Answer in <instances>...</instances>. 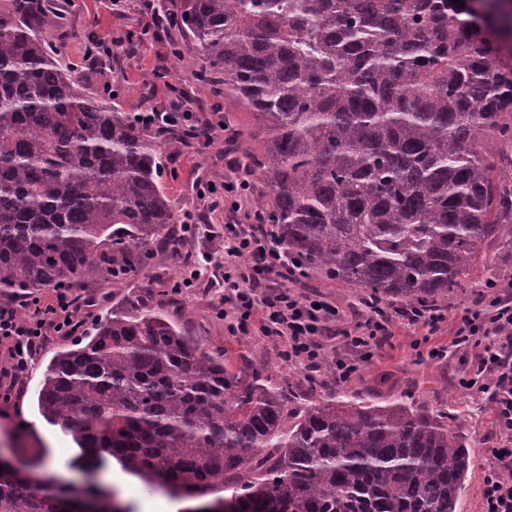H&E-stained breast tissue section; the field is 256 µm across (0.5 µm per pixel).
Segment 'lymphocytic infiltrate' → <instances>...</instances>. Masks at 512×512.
I'll return each instance as SVG.
<instances>
[{
    "label": "lymphocytic infiltrate",
    "mask_w": 512,
    "mask_h": 512,
    "mask_svg": "<svg viewBox=\"0 0 512 512\" xmlns=\"http://www.w3.org/2000/svg\"><path fill=\"white\" fill-rule=\"evenodd\" d=\"M247 179L225 182L223 191L201 190L208 209L226 207L224 224V330L235 336L257 327L261 336L280 345L282 355L302 366L307 378L329 370L337 380L349 379L361 361L371 357L394 327L434 333L445 319L441 307L381 305L374 298L346 310L317 292L294 291L295 276L285 250L269 225L259 223L250 202ZM93 298L73 293L66 284L49 296H31L23 308L0 304V343L7 364L0 372L21 382L29 366L52 336L74 335L84 323ZM343 336L344 350L329 355L326 342ZM477 347L476 369L460 379L461 389L486 395L495 410L503 442L492 449V462L481 493L483 512H512V299L493 296L465 309L450 343L454 349ZM449 347V348H450Z\"/></svg>",
    "instance_id": "lymphocytic-infiltrate-1"
}]
</instances>
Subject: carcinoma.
I'll use <instances>...</instances> for the list:
<instances>
[{
  "label": "carcinoma",
  "mask_w": 512,
  "mask_h": 512,
  "mask_svg": "<svg viewBox=\"0 0 512 512\" xmlns=\"http://www.w3.org/2000/svg\"><path fill=\"white\" fill-rule=\"evenodd\" d=\"M452 0H181L196 78L255 113L260 223L305 274L382 300L438 302L488 247L512 246V30ZM57 0L0 10V300L136 271L180 223L157 133L51 49ZM129 292L38 393L78 469L114 460L153 491H232L237 512H457L472 463L440 414L345 396L288 408L270 378L225 366ZM94 512H129L92 486ZM32 475L0 471V512H69Z\"/></svg>",
  "instance_id": "carcinoma-1"
}]
</instances>
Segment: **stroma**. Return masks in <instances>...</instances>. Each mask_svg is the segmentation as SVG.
Returning a JSON list of instances; mask_svg holds the SVG:
<instances>
[{"label":"stroma","mask_w":512,"mask_h":512,"mask_svg":"<svg viewBox=\"0 0 512 512\" xmlns=\"http://www.w3.org/2000/svg\"><path fill=\"white\" fill-rule=\"evenodd\" d=\"M60 3L68 24L53 29L50 40L59 56L72 64L77 76L86 79L100 94L113 96L127 112H187L191 124L199 128L228 120L229 133L239 144L238 150L233 151L222 139L167 138L160 183L178 208L183 224L176 227L167 246L149 250L139 269L125 279L109 285L85 280L84 293L96 295L98 304L86 318L81 334L92 333L113 302L128 291L150 288L161 293L162 305L177 314L180 326L190 336L209 348L224 347L231 367L244 361L255 373L275 378L292 407L302 409L343 394L379 403L400 399L412 407L441 413L449 426L463 433L474 455L459 510L481 512V490L492 460L491 451L501 445L493 405L487 398L459 389L458 380L467 370L464 351L440 359L430 356L432 349L448 345L453 339L460 315L475 298L479 279H464L460 288L449 295L447 318L433 336L426 338L418 331L395 328L393 336L345 382L326 385L308 380L299 365L288 362L272 342L256 332L227 335L223 320L215 313L224 298V262L216 256L222 246L224 215L205 210L196 198L195 187L203 181L223 189L225 180L240 175L238 167L244 162L241 148L261 152V141L249 136L255 123L253 113L236 97L225 93L223 86L201 87L194 76L201 64L198 55L175 59L177 45L184 42L177 27L167 28L155 37L144 34L152 13L166 12L169 0H127L122 6L114 5L113 0ZM98 36L111 41L101 65L84 57L86 45ZM188 224L203 225L204 230L194 235L187 233L184 227ZM187 256L195 261L207 260L208 265L191 289L171 294L174 282L189 274L183 263ZM74 342L71 336L49 337L22 386L11 387L9 379L0 376V395L11 396L5 414L0 416V454L50 462L54 474L65 478L76 476L80 450L69 432L39 414L37 396L49 361ZM108 483L118 489L121 501L130 505L133 512H165L170 502L168 496L146 489L116 463L108 469Z\"/></svg>","instance_id":"stroma-1"}]
</instances>
